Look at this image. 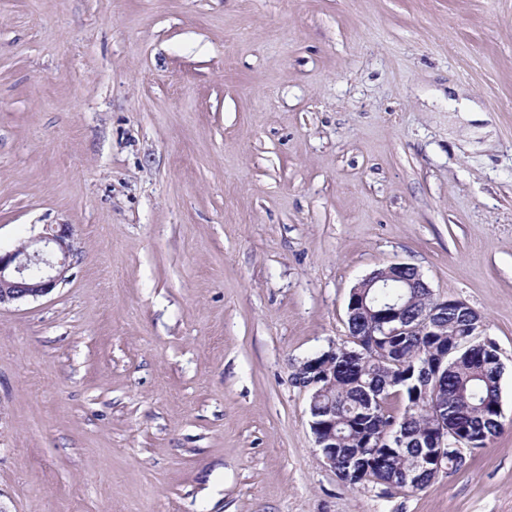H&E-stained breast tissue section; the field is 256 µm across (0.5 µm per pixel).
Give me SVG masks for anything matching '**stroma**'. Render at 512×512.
<instances>
[{
    "mask_svg": "<svg viewBox=\"0 0 512 512\" xmlns=\"http://www.w3.org/2000/svg\"><path fill=\"white\" fill-rule=\"evenodd\" d=\"M46 224L80 255L0 308V512H512V0H0V250ZM394 262L504 366L416 492L343 484L293 380Z\"/></svg>",
    "mask_w": 512,
    "mask_h": 512,
    "instance_id": "35a3bbf8",
    "label": "stroma"
}]
</instances>
